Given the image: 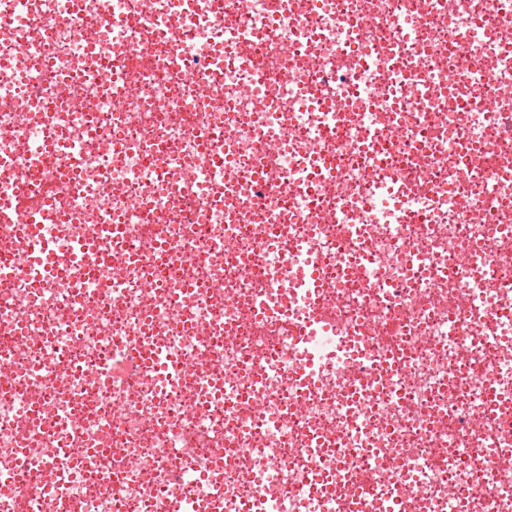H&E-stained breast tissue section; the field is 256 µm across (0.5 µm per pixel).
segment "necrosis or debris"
<instances>
[{
    "mask_svg": "<svg viewBox=\"0 0 512 512\" xmlns=\"http://www.w3.org/2000/svg\"><path fill=\"white\" fill-rule=\"evenodd\" d=\"M7 206L0 512H512V0H0Z\"/></svg>",
    "mask_w": 512,
    "mask_h": 512,
    "instance_id": "1",
    "label": "necrosis or debris"
}]
</instances>
